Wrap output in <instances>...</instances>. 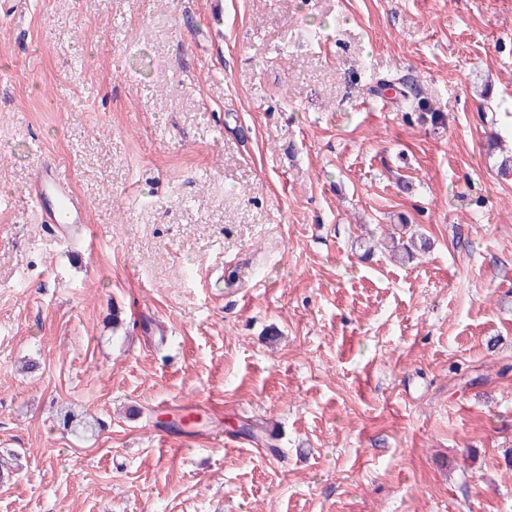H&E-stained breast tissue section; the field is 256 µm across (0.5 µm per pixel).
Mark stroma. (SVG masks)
Wrapping results in <instances>:
<instances>
[{
    "label": "stroma",
    "mask_w": 512,
    "mask_h": 512,
    "mask_svg": "<svg viewBox=\"0 0 512 512\" xmlns=\"http://www.w3.org/2000/svg\"><path fill=\"white\" fill-rule=\"evenodd\" d=\"M505 154L512 0H0V512H512ZM395 86L398 89L397 98L401 105L417 112V120L422 124L429 123L432 127L445 125L442 112H437L425 97H422L415 87L400 79H380L373 91H383L385 87ZM28 195L44 224H85L87 204L75 194L55 163L36 165ZM386 249L391 256L399 262H410L416 258V255L425 252L431 247V242L426 237L415 238L410 236L405 240L396 232L389 233L384 243H379Z\"/></svg>",
    "instance_id": "1"
}]
</instances>
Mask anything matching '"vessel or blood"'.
<instances>
[{
  "label": "vessel or blood",
  "mask_w": 512,
  "mask_h": 512,
  "mask_svg": "<svg viewBox=\"0 0 512 512\" xmlns=\"http://www.w3.org/2000/svg\"><path fill=\"white\" fill-rule=\"evenodd\" d=\"M28 195L41 223L65 226L85 221V200L71 190L68 179L55 163L37 164Z\"/></svg>",
  "instance_id": "b4317fda"
}]
</instances>
